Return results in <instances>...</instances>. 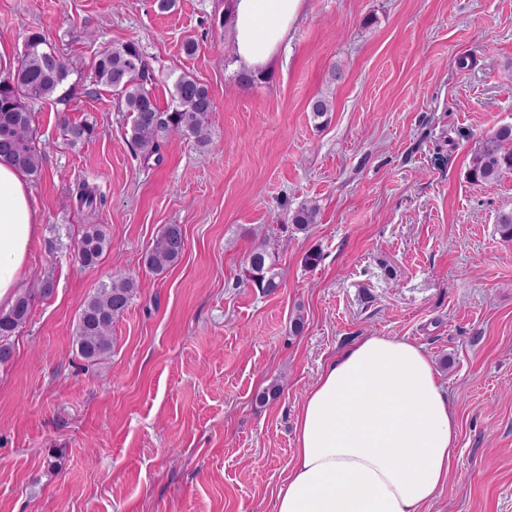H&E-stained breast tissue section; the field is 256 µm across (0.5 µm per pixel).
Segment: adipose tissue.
Segmentation results:
<instances>
[{"mask_svg": "<svg viewBox=\"0 0 512 512\" xmlns=\"http://www.w3.org/2000/svg\"><path fill=\"white\" fill-rule=\"evenodd\" d=\"M306 0H233L236 65L270 70ZM41 234L26 176L0 157V308L12 306ZM275 512H421L448 482L458 425L432 363L373 336L326 365L300 406Z\"/></svg>", "mask_w": 512, "mask_h": 512, "instance_id": "ef3b65f1", "label": "adipose tissue"}]
</instances>
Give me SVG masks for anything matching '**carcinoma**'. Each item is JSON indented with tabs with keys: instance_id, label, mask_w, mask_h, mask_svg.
Segmentation results:
<instances>
[{
	"instance_id": "1",
	"label": "carcinoma",
	"mask_w": 512,
	"mask_h": 512,
	"mask_svg": "<svg viewBox=\"0 0 512 512\" xmlns=\"http://www.w3.org/2000/svg\"><path fill=\"white\" fill-rule=\"evenodd\" d=\"M92 82L113 92L124 104L130 119L127 142L144 163L160 164L162 148L172 135L191 140L204 150L210 144L209 114L214 101L208 87L197 78L180 75L174 83L172 104L159 107L151 86L156 74L147 57L134 42H127L101 51L94 59ZM70 62L39 32L25 39L24 52L17 65L0 78V156L15 168L36 175L43 160V150L33 126L30 104L51 98L67 80ZM316 120L326 119L332 110V100L318 95L310 102ZM70 146L75 147L94 134L89 122L66 124ZM512 172V124H502L481 139L471 153L468 176L476 183L498 182ZM103 195L82 184L71 199L78 209L92 214L102 206ZM319 208L306 202L288 216L295 230L306 232L317 223ZM185 247L183 231L178 224L162 227L153 245L146 251L144 266L160 275L175 266ZM112 250V240L101 224H90L80 239L76 260L84 267H94L103 254ZM245 281L262 294L279 288L277 252L270 241L254 244L246 258ZM54 281L47 276L18 295L12 307L0 309V367L11 362V338L27 323L33 302L53 292ZM139 283L132 276L117 275L100 285L84 301L76 322L75 351L90 364H95L112 352V326L136 297Z\"/></svg>"
}]
</instances>
